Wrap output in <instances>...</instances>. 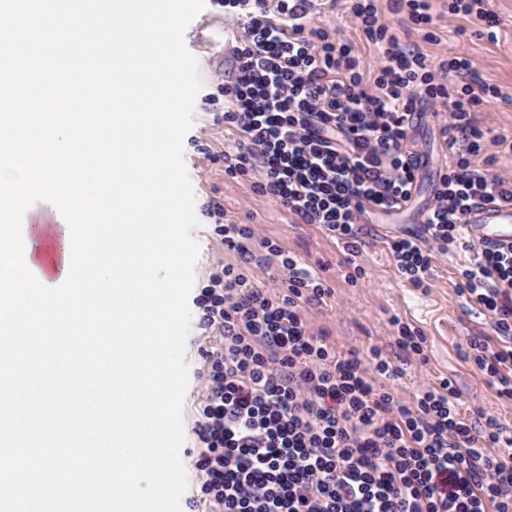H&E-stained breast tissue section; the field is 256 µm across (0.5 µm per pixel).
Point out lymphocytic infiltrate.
<instances>
[{"instance_id":"1","label":"lymphocytic infiltrate","mask_w":512,"mask_h":512,"mask_svg":"<svg viewBox=\"0 0 512 512\" xmlns=\"http://www.w3.org/2000/svg\"><path fill=\"white\" fill-rule=\"evenodd\" d=\"M339 8L372 44L370 62L317 25ZM389 9L438 42L432 0ZM224 19L242 31L224 85L236 142L224 174L336 240L347 283L365 273L364 219L412 198L422 157L408 133L428 106L448 164L424 235L391 238L390 252L416 288L435 254L468 253L459 294L491 331L471 337L467 358L511 400L512 248L469 239L464 224L474 206L512 205V175L490 169L496 153L512 152V132L490 136L474 120L500 90L479 83L461 51L408 47L375 0H224ZM211 214L236 261L196 299L209 340L193 427L207 512H512V437L495 416L469 424L448 379L401 398L380 347L343 354L312 333L307 311L334 295L326 278L250 225L225 221L220 201Z\"/></svg>"}]
</instances>
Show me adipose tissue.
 <instances>
[{"label": "adipose tissue", "instance_id": "ef3b65f1", "mask_svg": "<svg viewBox=\"0 0 512 512\" xmlns=\"http://www.w3.org/2000/svg\"><path fill=\"white\" fill-rule=\"evenodd\" d=\"M29 259L48 283H56L64 270L65 228L50 204H38L26 214Z\"/></svg>", "mask_w": 512, "mask_h": 512}]
</instances>
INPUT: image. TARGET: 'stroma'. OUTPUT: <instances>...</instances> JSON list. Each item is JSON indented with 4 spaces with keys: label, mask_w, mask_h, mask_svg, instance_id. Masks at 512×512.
Here are the masks:
<instances>
[{
    "label": "stroma",
    "mask_w": 512,
    "mask_h": 512,
    "mask_svg": "<svg viewBox=\"0 0 512 512\" xmlns=\"http://www.w3.org/2000/svg\"><path fill=\"white\" fill-rule=\"evenodd\" d=\"M488 8L498 18L497 38L493 41L481 37V22L452 15L443 0H433L442 40L424 44L423 50L439 57L447 54L449 45L455 44L477 62L482 80L502 93L501 98L484 103L478 114L479 124L499 132L512 129V0H488ZM223 19L224 10L217 0H205L204 9L184 34L188 50L203 54L209 61L195 102L192 127L183 140L184 162L193 187L198 220L192 235L200 245L194 283L202 285L210 273L234 260L232 252L224 250L212 237L207 206L214 199L223 202L227 220L252 225L258 237L276 240L309 265L336 266L341 257L336 241L326 237L315 225L293 223L272 199L256 194L248 181L224 175V153L231 150L234 137L205 107L211 99L223 102L224 82L231 70L230 64L211 63L212 58L223 55V39L216 28L217 22ZM409 138L424 160L411 203L384 228L367 224L363 257L366 276L353 286L336 279L334 299L321 312L310 315L312 328L326 331L328 342L340 351L378 345L391 355L396 351L391 319L402 318L423 331L428 361L403 362L404 373L397 381L400 395L412 398L422 384L450 378L457 388L463 415H494L512 433V400L499 397L485 376L466 358L470 336L487 330L488 325L484 318L465 308L459 295L458 271L465 253L437 255L433 276L425 287L416 288L399 277L389 252L390 238L421 230L424 214L433 201L437 175L445 164L438 126L430 114L418 118ZM203 345L198 331L190 330L185 349L189 385L182 410L185 442L180 451L190 476L181 499L182 512H198L192 505L198 492L197 478L192 474L196 451L193 426L203 387L200 357Z\"/></svg>",
    "instance_id": "stroma-1"
}]
</instances>
